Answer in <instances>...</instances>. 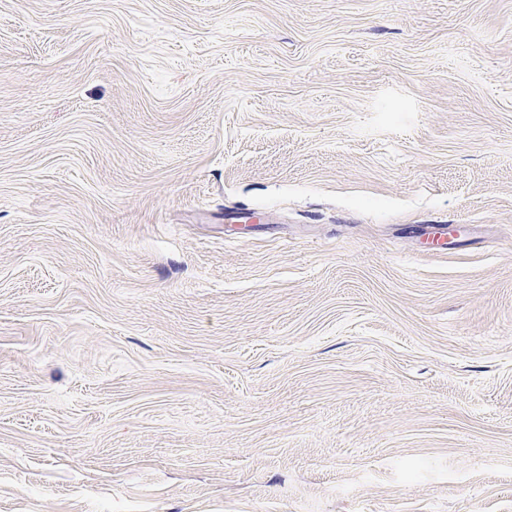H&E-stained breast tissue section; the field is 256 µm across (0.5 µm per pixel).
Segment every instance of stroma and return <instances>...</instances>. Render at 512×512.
Here are the masks:
<instances>
[{"instance_id": "stroma-1", "label": "stroma", "mask_w": 512, "mask_h": 512, "mask_svg": "<svg viewBox=\"0 0 512 512\" xmlns=\"http://www.w3.org/2000/svg\"><path fill=\"white\" fill-rule=\"evenodd\" d=\"M0 512H512V0H0Z\"/></svg>"}]
</instances>
